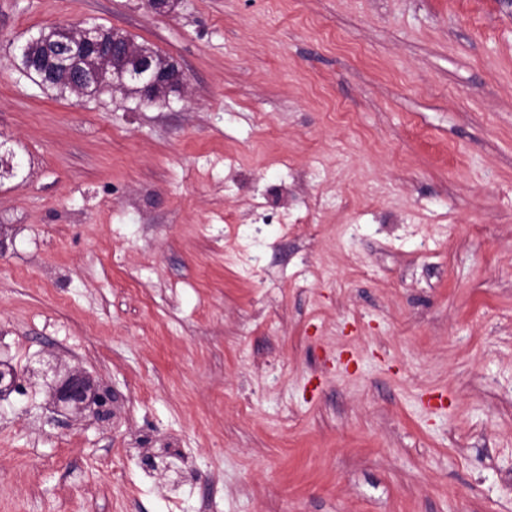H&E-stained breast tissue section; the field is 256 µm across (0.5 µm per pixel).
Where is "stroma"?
<instances>
[{
  "label": "stroma",
  "mask_w": 512,
  "mask_h": 512,
  "mask_svg": "<svg viewBox=\"0 0 512 512\" xmlns=\"http://www.w3.org/2000/svg\"><path fill=\"white\" fill-rule=\"evenodd\" d=\"M97 24L183 92L16 66ZM0 512H512V0H0ZM299 226H292V219ZM44 34H45V29H41L37 32V34H35L32 37L40 38V37H43ZM34 38H32L31 40H28L26 42V44H24L23 46L20 47L19 52L16 56L17 68L22 73L27 75L28 77H30L29 74L31 73V68L39 70V72L43 76V79L40 82L39 81H34V82L36 84H38L39 86H41L42 88H47V83H49V81L46 78V74H47L48 70L50 69L51 64H53V62L51 61L53 54L48 50H47L46 55H44L43 53H41V54L32 53L31 46H33L34 43L38 41V39H34ZM19 56H22V60H21L22 64L20 63ZM39 368L29 367V377H39L48 388L50 405L54 412L82 415L92 405L105 398L99 385L83 369L63 365L59 359L40 361Z\"/></svg>",
  "instance_id": "35a3bbf8"
}]
</instances>
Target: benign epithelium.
Returning <instances> with one entry per match:
<instances>
[{
	"label": "benign epithelium",
	"instance_id": "benign-epithelium-1",
	"mask_svg": "<svg viewBox=\"0 0 512 512\" xmlns=\"http://www.w3.org/2000/svg\"><path fill=\"white\" fill-rule=\"evenodd\" d=\"M62 33L68 37L64 46L76 48V54L87 62V66L73 70L71 84L77 94L84 93L87 85L98 83L123 89L122 71L130 67L146 74L143 91L155 101L166 99L172 91L178 92L184 87V75L176 62L157 60L153 53L125 39L117 29L101 25L73 26ZM35 42L33 38L20 47L18 55L22 56V62L17 68L26 75L33 68L45 75L52 64V53H32L31 46ZM26 374L43 380L51 408L57 413L81 415L92 405L103 402L104 393L85 370L65 366L57 358L40 362L38 368H27ZM20 378L9 362L0 359V398L19 391Z\"/></svg>",
	"mask_w": 512,
	"mask_h": 512
}]
</instances>
